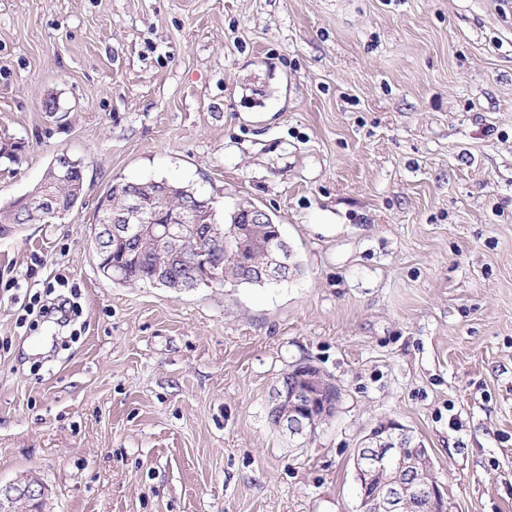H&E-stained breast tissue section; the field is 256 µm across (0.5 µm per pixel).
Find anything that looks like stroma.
<instances>
[{
  "mask_svg": "<svg viewBox=\"0 0 512 512\" xmlns=\"http://www.w3.org/2000/svg\"><path fill=\"white\" fill-rule=\"evenodd\" d=\"M512 0H0V203L59 155L61 221L0 234V485L45 512H360L385 419L446 512H512ZM55 98L67 123L47 114ZM276 217L297 275L179 292L105 278L117 180ZM72 296L70 323L33 300ZM307 360L341 391L290 436ZM70 159V169L65 178L54 179L50 191L57 205L72 211L81 199L83 191V171L80 163ZM339 390L318 366L302 360L292 365L279 381L271 411L276 426L293 436H306L333 416ZM44 494L45 489L34 479L18 481L5 487L0 486V511L39 512ZM18 502L24 505V510L19 509Z\"/></svg>",
  "mask_w": 512,
  "mask_h": 512,
  "instance_id": "stroma-1",
  "label": "stroma"
}]
</instances>
